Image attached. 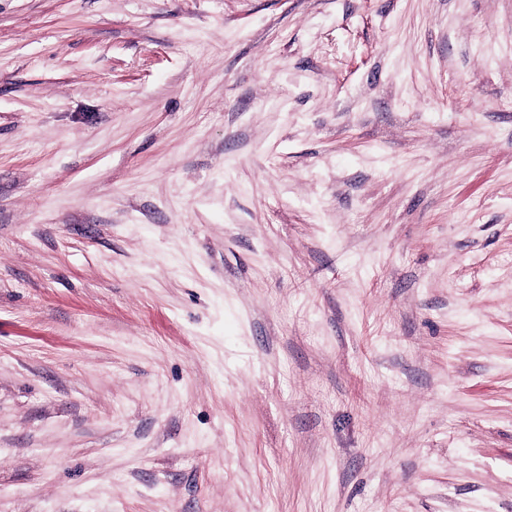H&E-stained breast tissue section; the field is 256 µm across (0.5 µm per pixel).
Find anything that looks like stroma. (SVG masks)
<instances>
[{
  "label": "stroma",
  "instance_id": "1",
  "mask_svg": "<svg viewBox=\"0 0 512 512\" xmlns=\"http://www.w3.org/2000/svg\"><path fill=\"white\" fill-rule=\"evenodd\" d=\"M0 512H512V0H0Z\"/></svg>",
  "mask_w": 512,
  "mask_h": 512
}]
</instances>
